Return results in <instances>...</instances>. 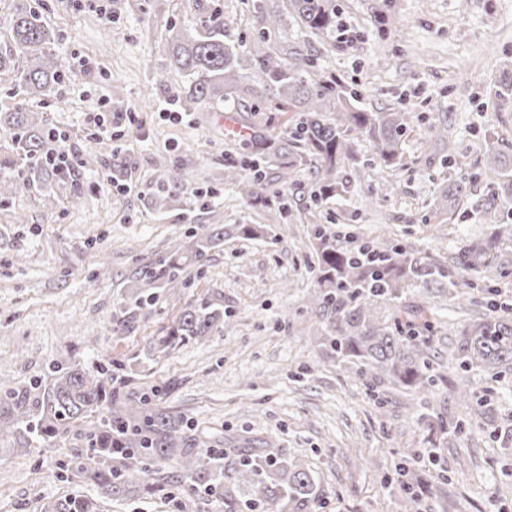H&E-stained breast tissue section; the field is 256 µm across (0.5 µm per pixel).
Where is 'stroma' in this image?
<instances>
[{
    "mask_svg": "<svg viewBox=\"0 0 512 512\" xmlns=\"http://www.w3.org/2000/svg\"><path fill=\"white\" fill-rule=\"evenodd\" d=\"M350 42L329 49L323 67L343 73L362 95L364 107L409 112L404 137L406 168L396 194L368 202L375 184L369 167L350 170L347 193L312 203V180L298 170L283 186L269 169L270 188H286L294 203L293 225L274 210L254 208L225 176L242 146L223 105L181 113L187 80L171 69L165 49L167 25L190 19L191 0H44V18L56 32L54 51L69 78L41 104L44 118L65 131L74 158L96 154L93 168H76L85 199L69 204L68 188H56L46 207L30 188L0 204V394L47 388L51 367L64 360L86 370L121 364L130 390L153 392L182 414L197 441L228 448L243 437L269 441L279 454L303 460L326 500L324 512H512V383L478 376L491 407L483 418L455 396L438 394L432 416L465 420L461 434L432 449L437 435L417 422L412 391L381 387L377 408L366 380L338 363L314 329L311 234L322 226L338 242L396 239L444 260L468 240L483 237L484 136L512 139V112H499L485 85L512 60V0H394L400 34L381 35L372 22L384 0H336ZM231 21L233 40L251 44L257 21L250 0H206ZM164 82H155V73ZM123 99L114 102L113 89ZM106 113L117 153L93 138L92 117ZM135 113L128 123L127 113ZM446 120L447 134L427 126ZM191 170L193 183L167 211L152 205L159 177ZM471 186L446 224H426L450 180ZM27 221L15 223V214ZM201 224H259L266 233L244 240L226 237L191 285L155 291L153 303L119 323L121 298L140 288L136 269L188 250ZM105 266V275L91 279ZM223 306V332L151 352L156 336L190 303ZM433 344L439 360L468 311L447 298H432ZM419 470L433 473L426 452L435 450L449 477L440 493H420L414 507L389 486L387 477L409 449ZM82 440L37 436L18 445L0 438V512H41L49 500L91 494V487L65 477L63 460L84 455ZM102 512H228L223 498H200L185 483L105 501Z\"/></svg>",
    "mask_w": 512,
    "mask_h": 512,
    "instance_id": "35a3bbf8",
    "label": "stroma"
}]
</instances>
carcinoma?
I'll use <instances>...</instances> for the list:
<instances>
[{"label": "carcinoma", "instance_id": "1", "mask_svg": "<svg viewBox=\"0 0 512 512\" xmlns=\"http://www.w3.org/2000/svg\"><path fill=\"white\" fill-rule=\"evenodd\" d=\"M260 23L259 37L249 50L227 33L231 21L219 13L201 12L193 32L170 24L166 45L170 65L187 78L180 102L186 112L222 101L230 111L295 112L296 120L279 139L256 133L242 158L228 165L227 176L255 207L277 209L292 220V204L281 192H268L265 168L272 165L291 174L310 167L314 174L316 202L344 194L349 185L345 168L358 164L354 145L364 141L372 150L370 167L381 190L393 192L390 177L404 167L402 138L410 123L406 112H373L361 106V94L344 76L319 63L321 39L336 45V0H252ZM304 31L307 39L277 42L288 24ZM10 41L0 49V87L7 88L13 105L0 111V200L32 186L46 190L44 205L52 208L55 186L75 181L74 168L54 161L55 128L33 102L54 96L68 79L52 52L55 33L45 23L40 0H14L8 21ZM249 55L253 74L242 72ZM487 94L499 110H512V68L502 69L488 84ZM484 164L475 178L486 182L483 218L487 235L464 244L448 261L409 248L396 239L368 242L355 251L336 244L335 236L321 226L314 228L316 264L311 306L321 318L318 329L332 354L353 364L369 378L368 396L388 382L395 388L414 389L419 405L445 390L483 415V400L469 372L480 369L498 382L512 375V302L492 301L474 318L459 324L448 358V379L434 367L431 338L435 326L401 322L393 315L379 317L381 305L401 303L409 289L447 293L455 304L479 305L478 295L497 296L495 280L512 269V141L492 133L485 138ZM193 180L188 171L161 174L162 192L153 199L158 209ZM462 180L448 185L446 211L467 197ZM437 208L424 221L442 217ZM224 228L202 224L190 250L143 266L137 279L175 290L187 287L184 269L199 267L208 253L224 242ZM224 330V306L189 304L166 334L153 343L163 351L185 339L205 340ZM115 376L110 365L85 371L57 361L53 381L41 396L9 391L0 396V436L21 430L20 420H36L40 435L52 438L78 430L91 455L75 457L64 468L81 482L93 485L98 496L53 500L41 512H100V500L128 496L153 485L151 466L171 462L178 478L194 489L221 496L236 512H315L322 491L314 473L299 459H282L244 441L238 454L195 447L186 435L183 418L122 382L108 385ZM421 475L402 470L399 490L414 502L413 487Z\"/></svg>", "mask_w": 512, "mask_h": 512}]
</instances>
